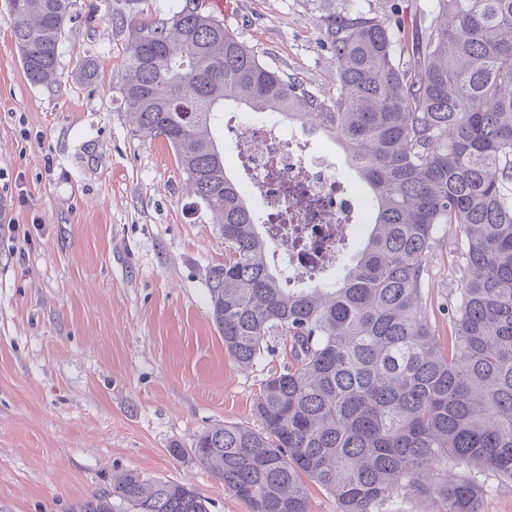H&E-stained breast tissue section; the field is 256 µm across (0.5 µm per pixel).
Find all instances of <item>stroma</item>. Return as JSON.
<instances>
[{
    "label": "stroma",
    "mask_w": 512,
    "mask_h": 512,
    "mask_svg": "<svg viewBox=\"0 0 512 512\" xmlns=\"http://www.w3.org/2000/svg\"><path fill=\"white\" fill-rule=\"evenodd\" d=\"M186 0H73L60 81L24 72L0 0V512H68L115 473L191 484L212 512H247L190 448L215 424L261 429L262 380L287 366L285 340L249 369L224 351L208 270L224 260L211 215L190 198L169 145L132 136L108 17L160 20ZM223 23L312 93H336L326 21L400 12L428 29L433 0H233ZM96 59L98 84L78 78ZM461 235L441 225L423 306L440 345L465 276ZM182 455H173V448ZM434 469L512 512V482L463 462Z\"/></svg>",
    "instance_id": "35a3bbf8"
}]
</instances>
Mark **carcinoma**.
<instances>
[{
	"label": "carcinoma",
	"mask_w": 512,
	"mask_h": 512,
	"mask_svg": "<svg viewBox=\"0 0 512 512\" xmlns=\"http://www.w3.org/2000/svg\"><path fill=\"white\" fill-rule=\"evenodd\" d=\"M72 0H7L29 80H60ZM425 52L397 62L400 18L332 19L336 96L274 70L198 4L130 24L120 61L130 131L160 138L217 218L224 262L208 292L224 350L252 367L288 342L292 363L261 383L262 430L219 424L191 452L248 512H309L304 480L338 512H377L403 487L425 512H481L473 482L439 458L512 481V0H436ZM78 78H99L95 59ZM277 112L346 151L366 190L368 231L336 274L285 288L266 215L226 173L214 130L225 106ZM442 224L461 232L468 277L440 347L422 304ZM72 512H210L186 484L112 475Z\"/></svg>",
	"instance_id": "1"
}]
</instances>
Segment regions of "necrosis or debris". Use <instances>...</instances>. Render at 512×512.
I'll return each mask as SVG.
<instances>
[{
  "label": "necrosis or debris",
  "instance_id": "1",
  "mask_svg": "<svg viewBox=\"0 0 512 512\" xmlns=\"http://www.w3.org/2000/svg\"><path fill=\"white\" fill-rule=\"evenodd\" d=\"M229 157L247 173L246 193L266 212L288 215L271 225L270 235L288 259L290 282L334 271L338 247L358 223L359 201L329 163L311 156L306 141L276 113L239 123Z\"/></svg>",
  "mask_w": 512,
  "mask_h": 512
}]
</instances>
